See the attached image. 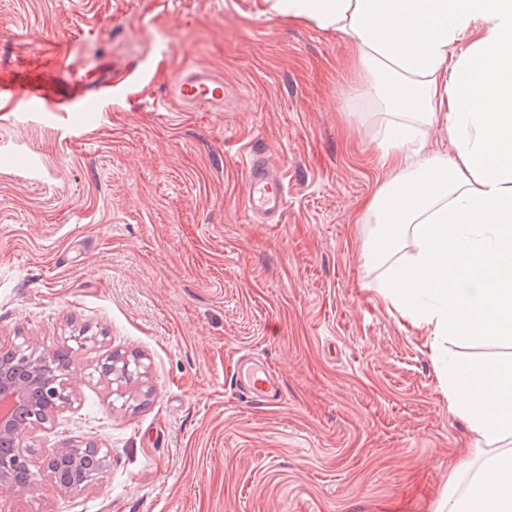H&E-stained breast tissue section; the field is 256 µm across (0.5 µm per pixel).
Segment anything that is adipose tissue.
<instances>
[{"label":"adipose tissue","instance_id":"obj_1","mask_svg":"<svg viewBox=\"0 0 512 512\" xmlns=\"http://www.w3.org/2000/svg\"><path fill=\"white\" fill-rule=\"evenodd\" d=\"M272 16L348 38L380 105L392 176L356 216L378 300L432 339L512 341V0H264ZM439 130L449 152H429ZM414 248L400 254L405 237ZM450 411L484 447L436 512H512V361L432 356Z\"/></svg>","mask_w":512,"mask_h":512}]
</instances>
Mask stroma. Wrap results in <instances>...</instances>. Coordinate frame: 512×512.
I'll return each instance as SVG.
<instances>
[{"label":"stroma","instance_id":"1","mask_svg":"<svg viewBox=\"0 0 512 512\" xmlns=\"http://www.w3.org/2000/svg\"><path fill=\"white\" fill-rule=\"evenodd\" d=\"M261 9L0 0V73L62 54L71 78L121 77L97 112L0 101V342L93 334L74 406L35 440L112 451L99 486L45 478L16 512H434L476 447L363 259L355 207L389 170L347 39ZM197 67L223 76V109L171 103ZM242 144L283 168V223L246 215ZM243 350L281 374L280 403L240 394ZM113 352L143 376L108 385Z\"/></svg>","mask_w":512,"mask_h":512}]
</instances>
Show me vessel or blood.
Returning <instances> with one entry per match:
<instances>
[{
    "mask_svg": "<svg viewBox=\"0 0 512 512\" xmlns=\"http://www.w3.org/2000/svg\"><path fill=\"white\" fill-rule=\"evenodd\" d=\"M0 97L41 104L59 111L80 105L94 109L98 97L79 80L58 82L37 60L23 58L11 73L0 77ZM177 103L207 108L224 102V81L208 70L181 71L173 84ZM243 203L251 217L265 224L281 223L288 204V186L260 155L246 158ZM236 385L252 401L273 403L281 394L280 381L263 363L244 357L233 374Z\"/></svg>",
    "mask_w": 512,
    "mask_h": 512,
    "instance_id": "1",
    "label": "vessel or blood"
}]
</instances>
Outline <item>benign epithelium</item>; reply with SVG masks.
I'll list each match as a JSON object with an SVG mask.
<instances>
[{
    "label": "benign epithelium",
    "instance_id": "1",
    "mask_svg": "<svg viewBox=\"0 0 512 512\" xmlns=\"http://www.w3.org/2000/svg\"><path fill=\"white\" fill-rule=\"evenodd\" d=\"M16 356L26 364L25 378L20 380L12 369V362L0 361V398H11L22 413L32 410L39 391L50 390L54 402L45 407L38 420L19 424L8 416L0 415V439L13 444V451L0 456V512H12L8 504L19 495L14 483V469L22 464L36 479L47 476L55 480L56 470L64 465L77 473V480L61 484L58 490L65 494H78L98 486L108 469L111 451L93 440H70L42 454L33 443L36 431L45 427L54 413L70 406L76 393L72 366L53 368L49 364L51 351L27 339L12 343ZM108 383L130 378L129 365H111L102 370Z\"/></svg>",
    "mask_w": 512,
    "mask_h": 512
}]
</instances>
